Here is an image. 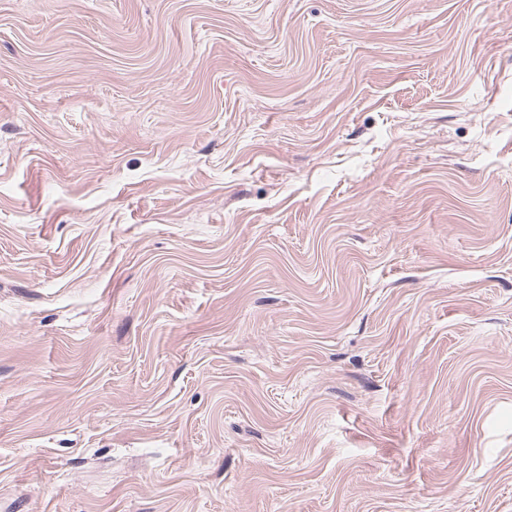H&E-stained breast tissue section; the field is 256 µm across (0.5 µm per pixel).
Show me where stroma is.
I'll return each instance as SVG.
<instances>
[{"instance_id": "stroma-1", "label": "stroma", "mask_w": 512, "mask_h": 512, "mask_svg": "<svg viewBox=\"0 0 512 512\" xmlns=\"http://www.w3.org/2000/svg\"><path fill=\"white\" fill-rule=\"evenodd\" d=\"M0 512H512V0H0Z\"/></svg>"}]
</instances>
